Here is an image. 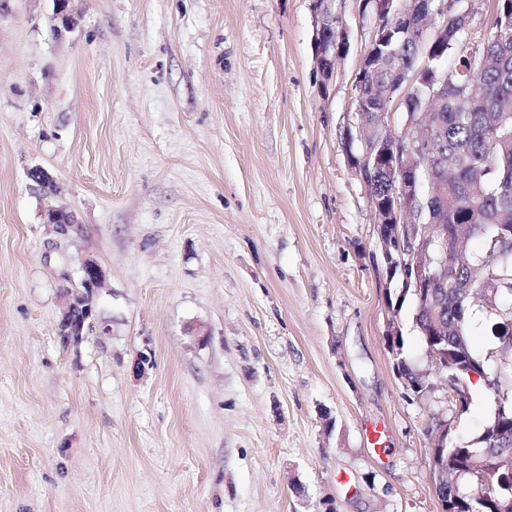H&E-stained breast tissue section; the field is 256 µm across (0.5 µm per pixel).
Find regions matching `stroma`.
<instances>
[{
	"mask_svg": "<svg viewBox=\"0 0 512 512\" xmlns=\"http://www.w3.org/2000/svg\"><path fill=\"white\" fill-rule=\"evenodd\" d=\"M331 8L327 78L317 0H70L59 35L0 0V512H439L433 427L494 401L396 372L390 321L429 360L344 149L369 24ZM84 258L110 333L70 340ZM333 0H318L323 6L325 20L319 33V44L317 50L318 64L325 75L329 78L333 75L334 61L344 55L349 48V35L342 20L331 12L329 2ZM332 36V37H331Z\"/></svg>",
	"mask_w": 512,
	"mask_h": 512,
	"instance_id": "obj_1",
	"label": "stroma"
}]
</instances>
